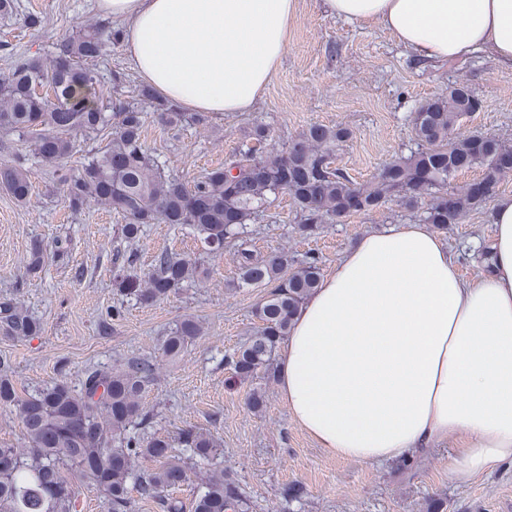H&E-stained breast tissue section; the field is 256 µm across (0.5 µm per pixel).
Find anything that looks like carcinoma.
Segmentation results:
<instances>
[{"mask_svg": "<svg viewBox=\"0 0 512 512\" xmlns=\"http://www.w3.org/2000/svg\"><path fill=\"white\" fill-rule=\"evenodd\" d=\"M121 40L112 24L80 26L57 47L47 62L19 59L11 74L0 81V130L28 138L34 159L58 167V183L71 210L89 201L109 206L124 220L125 246L115 249L113 267L118 287L141 304L167 298L193 280L197 264L177 253L157 256L146 279L127 273L133 251L146 224H188L207 254L235 248L239 283L246 288L274 284L257 306L261 322L248 343L226 358L234 375L250 378L271 370L277 343L288 335L298 307L321 282V268L310 256L297 268L285 250L257 258L246 236V226L271 198L289 195L301 217L296 232L303 238L319 225L340 221L349 213L369 212L395 197L413 209L422 195L446 191L433 198L423 221L438 230L448 229L467 214L483 210L495 199L502 169L496 157L512 151V142L484 136L474 148L472 137L453 135L461 118L481 108L479 99L463 86L448 88L422 104L414 113L416 150L386 163L373 178L356 183L333 166L336 145L348 132L340 126L312 124L288 146L267 149L268 133L257 126L250 146L224 166L205 173L189 185L166 173L167 165L145 148L142 130L148 100L161 123L168 126L200 123V112H179L169 102L155 101L147 88L139 100L112 99L98 73L88 63L101 57L109 44ZM38 86L52 96L41 97ZM40 117L33 125V118ZM108 132L107 144L88 156L80 171L70 173L64 162L74 150L77 132ZM479 168V179L455 183L456 176ZM0 185L18 201L31 190L27 160L0 163ZM41 330L32 316L9 304L0 305V334L23 339ZM199 321L184 318L166 336L162 353L179 356L202 335ZM148 358L126 361L116 368L84 373L80 388L59 381L20 401L12 380L0 375V404L18 407L28 443L26 452L0 448V512H77L75 481L87 479L104 493L111 512H132L131 488L159 500L163 512H183L180 500L165 494L186 481L182 459L172 455L167 437H144L150 423L141 400L153 379ZM178 443L199 465L209 464L222 447L211 433L185 428ZM158 462L157 470H138L136 462ZM239 483L222 473L204 472L193 502V512H249Z\"/></svg>", "mask_w": 512, "mask_h": 512, "instance_id": "1", "label": "carcinoma"}]
</instances>
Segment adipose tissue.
<instances>
[{"label":"adipose tissue","instance_id":"1","mask_svg":"<svg viewBox=\"0 0 512 512\" xmlns=\"http://www.w3.org/2000/svg\"><path fill=\"white\" fill-rule=\"evenodd\" d=\"M422 58L476 52L512 72V0H324ZM125 22L141 79L191 112L249 111L288 46L296 0H97ZM488 272L463 279L422 224L359 236L300 305L277 357L278 391L331 456L383 463L460 437L459 481L512 465V196L490 212Z\"/></svg>","mask_w":512,"mask_h":512}]
</instances>
